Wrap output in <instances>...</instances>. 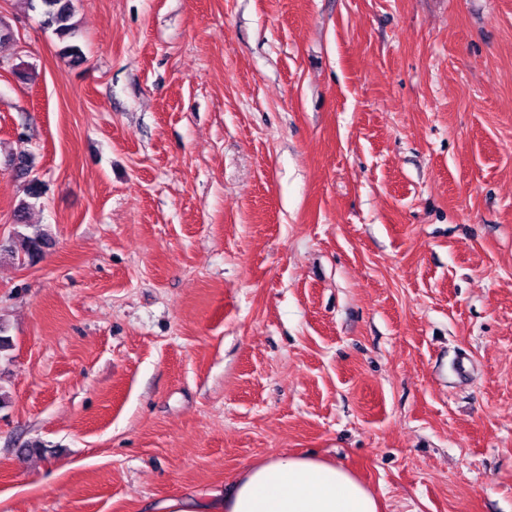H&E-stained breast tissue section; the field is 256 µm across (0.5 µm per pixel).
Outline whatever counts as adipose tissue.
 <instances>
[{
    "label": "adipose tissue",
    "mask_w": 512,
    "mask_h": 512,
    "mask_svg": "<svg viewBox=\"0 0 512 512\" xmlns=\"http://www.w3.org/2000/svg\"><path fill=\"white\" fill-rule=\"evenodd\" d=\"M161 512H378L372 492L340 464L278 455L253 464L230 494L207 505L168 500Z\"/></svg>",
    "instance_id": "ef3b65f1"
}]
</instances>
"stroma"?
<instances>
[{
    "mask_svg": "<svg viewBox=\"0 0 512 512\" xmlns=\"http://www.w3.org/2000/svg\"><path fill=\"white\" fill-rule=\"evenodd\" d=\"M0 0V512L276 454L512 512V0ZM29 8L39 9L42 25L62 40L71 39L75 35L74 0H26ZM16 239L20 242V248L30 261H35L49 246V234L41 229H35L30 234L16 232Z\"/></svg>",
    "mask_w": 512,
    "mask_h": 512,
    "instance_id": "stroma-1",
    "label": "stroma"
}]
</instances>
